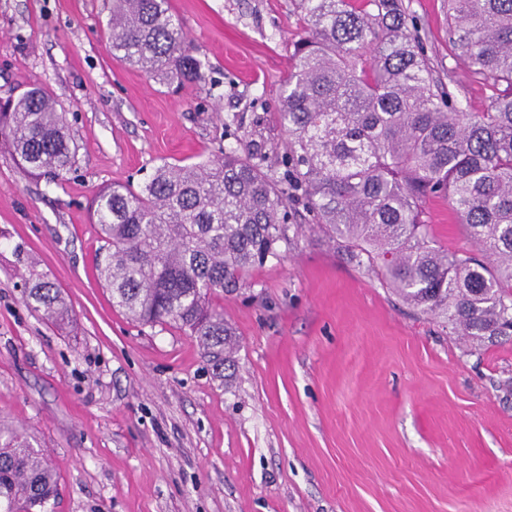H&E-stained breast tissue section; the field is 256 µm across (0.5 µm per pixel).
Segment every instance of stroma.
I'll return each mask as SVG.
<instances>
[{"mask_svg": "<svg viewBox=\"0 0 512 512\" xmlns=\"http://www.w3.org/2000/svg\"><path fill=\"white\" fill-rule=\"evenodd\" d=\"M461 107L491 88L448 51L443 0H403ZM112 0H0V99L46 89L76 165L49 184L0 148V424L50 458L53 512H512V339L474 345L416 314L320 234L213 296L238 340L219 380L195 340L141 326L97 277L89 205L155 166L227 146L284 151L295 0H168L206 81L175 88L113 55ZM439 245L472 249L445 198ZM55 283L74 319L27 306Z\"/></svg>", "mask_w": 512, "mask_h": 512, "instance_id": "stroma-1", "label": "stroma"}]
</instances>
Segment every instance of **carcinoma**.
<instances>
[{
    "label": "carcinoma",
    "instance_id": "1",
    "mask_svg": "<svg viewBox=\"0 0 512 512\" xmlns=\"http://www.w3.org/2000/svg\"><path fill=\"white\" fill-rule=\"evenodd\" d=\"M306 34L293 44L277 116L286 152L258 144L215 160L162 164L141 186L114 184L94 200L112 305L141 325L193 336L218 376L237 340L211 296L280 261L317 230L406 305L481 342L512 336V0H446L450 52L491 81L485 111H464L436 75L402 0H297ZM112 53L164 83L206 81L168 0H112ZM66 114L32 87L0 102V145L56 184L76 164ZM448 205L474 249L438 245L425 203ZM300 204L310 224H293ZM25 301L72 319L41 274ZM55 470L42 450L0 428V512H47Z\"/></svg>",
    "mask_w": 512,
    "mask_h": 512
}]
</instances>
